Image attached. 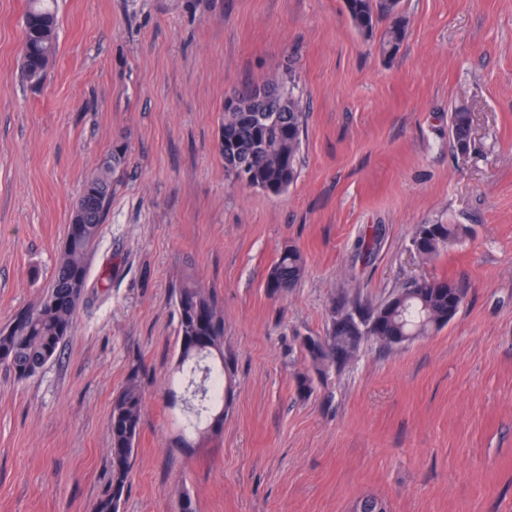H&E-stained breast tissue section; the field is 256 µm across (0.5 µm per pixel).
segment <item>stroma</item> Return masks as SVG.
Instances as JSON below:
<instances>
[{
    "label": "stroma",
    "mask_w": 512,
    "mask_h": 512,
    "mask_svg": "<svg viewBox=\"0 0 512 512\" xmlns=\"http://www.w3.org/2000/svg\"><path fill=\"white\" fill-rule=\"evenodd\" d=\"M26 0H0V325L49 286L85 180L115 147L89 288L57 357L0 367V512H94L109 417L131 372L144 401L120 512H512V0H401L399 52L378 55L344 0H57L44 79L20 70ZM294 62L306 107L297 180L235 182L219 152L233 91ZM472 115L467 153L449 114ZM471 234L425 262L418 224ZM372 240L370 258L354 245ZM307 260L270 294L281 250ZM118 277L102 280L105 267ZM224 313L232 374L220 435L173 445L174 288ZM452 280L458 315L386 350L365 338L317 382L301 336L332 303L363 315L403 284Z\"/></svg>",
    "instance_id": "35a3bbf8"
}]
</instances>
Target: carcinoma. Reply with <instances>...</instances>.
I'll list each match as a JSON object with an SVG mask.
<instances>
[{"label": "carcinoma", "mask_w": 512, "mask_h": 512, "mask_svg": "<svg viewBox=\"0 0 512 512\" xmlns=\"http://www.w3.org/2000/svg\"><path fill=\"white\" fill-rule=\"evenodd\" d=\"M345 5L354 28L364 38L373 37L379 19H387L378 50L384 57L398 51L405 38L400 0H345ZM56 50L57 18L51 0H28L21 63L24 77L40 82ZM266 88L272 90L268 106L279 110L278 123L269 126L261 122L243 93L237 109L224 112L220 151L230 174H243L247 185L276 196L297 178L306 112L295 94L293 70H288V80L269 83ZM471 125L466 107L457 106L450 113L455 150L470 147ZM124 160L125 151L113 149L106 166L86 180L51 286L33 306L0 328V366L19 381L35 376L56 357L73 328L88 287V258L99 239L112 194L110 172ZM470 233L465 224H418L412 245L421 259L430 261ZM305 268L302 253L293 246L284 247L268 273L266 288L272 293L287 291L298 283ZM464 298V289L452 281H412L366 317L345 319L344 307L332 308L327 334L303 349L322 376L329 368L345 363L365 336L393 347L439 330L457 316ZM175 307L178 355L169 379V407L179 429L176 446L192 448L219 434L224 424V315L214 297L191 280L175 289ZM195 336L208 337L210 349L194 348ZM142 404L143 390L134 372L112 400L110 479L95 512H119L137 451Z\"/></svg>", "instance_id": "cac0c4a2"}]
</instances>
